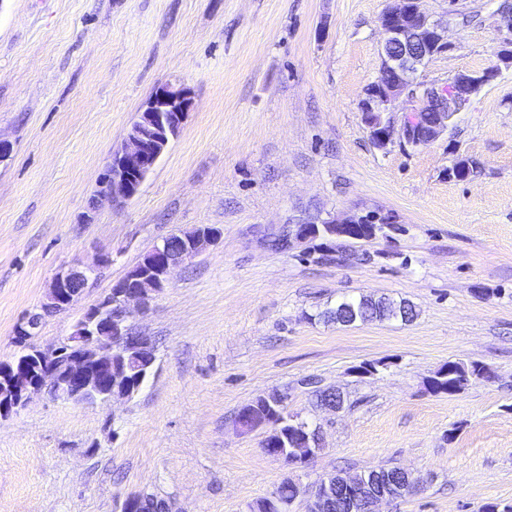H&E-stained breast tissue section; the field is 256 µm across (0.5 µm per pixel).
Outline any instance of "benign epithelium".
I'll return each mask as SVG.
<instances>
[{
    "label": "benign epithelium",
    "mask_w": 512,
    "mask_h": 512,
    "mask_svg": "<svg viewBox=\"0 0 512 512\" xmlns=\"http://www.w3.org/2000/svg\"><path fill=\"white\" fill-rule=\"evenodd\" d=\"M423 2L394 0L379 18L384 35L381 67L366 92L362 116L370 138L382 151L397 140L412 147L433 143L448 131L454 115L481 87L499 75L501 67L512 66L509 40L501 46L498 63L492 66L458 73L443 86L420 81L419 71L429 53H444L450 48L448 26L433 19ZM402 96L411 102V108L396 112L393 102ZM192 108L187 89L159 88L148 100L139 123L128 130L121 150L112 155V182L103 186L99 197L113 203L132 198L179 135ZM394 223L396 218L389 213H353L323 222L316 234L331 242H343L355 238L353 230L358 225ZM218 238L217 232L202 227L194 235L182 237L174 247L164 242L155 246L151 261L144 260L132 268L118 286L89 308L61 345L32 346L29 340L39 322L69 310L112 262V256L99 254L89 263L57 273L36 314L38 322L24 317L15 328V343L33 352L34 365L12 379V395L0 403V417L18 412L41 393L58 401L89 405L135 395L127 377L152 371L156 357L151 338L136 334L131 318L147 307L154 293L168 285L175 269ZM310 456V449L293 446L280 449L277 459L302 464ZM336 489V483L326 482L321 490L313 491L306 512H317L319 498L334 495ZM343 492L353 510L366 500L369 512H378L381 502L392 499L389 488L376 482Z\"/></svg>",
    "instance_id": "7a95c632"
}]
</instances>
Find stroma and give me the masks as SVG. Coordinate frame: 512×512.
Returning <instances> with one entry per match:
<instances>
[{
  "label": "stroma",
  "instance_id": "obj_1",
  "mask_svg": "<svg viewBox=\"0 0 512 512\" xmlns=\"http://www.w3.org/2000/svg\"><path fill=\"white\" fill-rule=\"evenodd\" d=\"M500 0H425L448 20V52L421 80L493 64L512 23ZM389 0H0V362L14 327L62 269L112 263L35 338L56 345L84 310L176 230L218 243L177 269L135 315L157 346L133 397L107 405L48 395L0 418V512H121L148 492L173 512H249L287 477L398 466L423 482L381 512L512 505V68L424 147L373 146L361 102L380 64ZM194 102L137 194L88 204L138 112L161 86ZM478 168L459 181L457 159ZM395 215L398 231L339 259L292 224ZM91 221H84V214ZM411 301L414 321L342 327L317 312L344 294ZM489 371L454 395L430 390L445 362ZM385 361L380 373L355 367ZM352 403L335 416L315 387ZM283 393L324 428L298 467L267 456L237 413Z\"/></svg>",
  "mask_w": 512,
  "mask_h": 512
}]
</instances>
